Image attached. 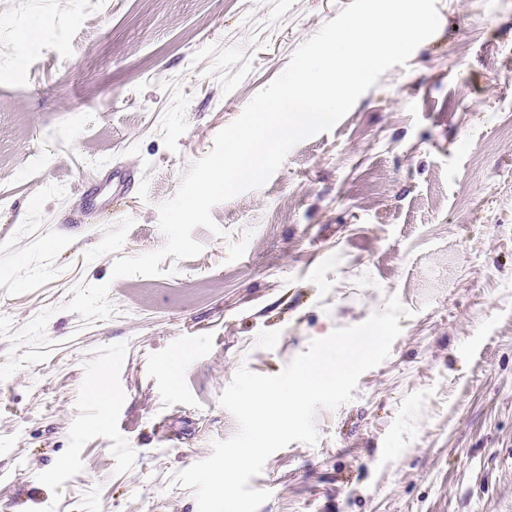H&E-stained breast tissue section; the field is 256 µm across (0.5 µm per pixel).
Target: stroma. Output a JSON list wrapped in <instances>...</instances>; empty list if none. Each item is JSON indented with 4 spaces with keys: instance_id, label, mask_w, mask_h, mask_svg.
Listing matches in <instances>:
<instances>
[{
    "instance_id": "stroma-1",
    "label": "stroma",
    "mask_w": 512,
    "mask_h": 512,
    "mask_svg": "<svg viewBox=\"0 0 512 512\" xmlns=\"http://www.w3.org/2000/svg\"><path fill=\"white\" fill-rule=\"evenodd\" d=\"M351 2L0 0V315L54 310L51 357L0 382V512H198L170 480L237 433L236 371L279 373L392 295L389 357L251 478L258 512H512V0H438L407 66L213 207L201 254L111 276L163 246L160 204ZM119 166L112 210L75 198ZM82 282L109 283L113 316L64 310Z\"/></svg>"
}]
</instances>
